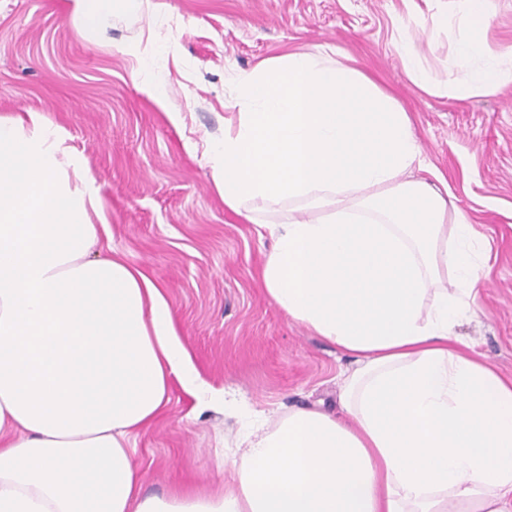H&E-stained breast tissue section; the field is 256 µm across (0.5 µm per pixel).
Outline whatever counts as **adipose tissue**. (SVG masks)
<instances>
[{"mask_svg":"<svg viewBox=\"0 0 512 512\" xmlns=\"http://www.w3.org/2000/svg\"><path fill=\"white\" fill-rule=\"evenodd\" d=\"M465 76L400 56L426 92L512 83L484 0H458ZM241 110L210 148L227 209L272 249L263 286L350 361L336 409L296 408L217 459L213 493L144 491L131 437L170 386L213 398L163 289L109 237L65 134L0 117V512H512V379L454 334L484 278L470 227L401 105L327 46L229 78Z\"/></svg>","mask_w":512,"mask_h":512,"instance_id":"ef3b65f1","label":"adipose tissue"}]
</instances>
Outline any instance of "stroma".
<instances>
[{"instance_id":"35a3bbf8","label":"stroma","mask_w":512,"mask_h":512,"mask_svg":"<svg viewBox=\"0 0 512 512\" xmlns=\"http://www.w3.org/2000/svg\"><path fill=\"white\" fill-rule=\"evenodd\" d=\"M488 53L512 52V0H487ZM408 34L425 68L463 76L456 0H142L88 37L71 0H0V116L37 112L63 130L99 187L111 237L164 289L202 378L250 409L336 405L347 360L269 299L271 242L228 210L204 151L224 136L228 73L327 45L394 96L433 171L487 252L486 278L457 336L512 377V84L458 101L419 88L397 46ZM164 46V54L149 55ZM155 80L176 133L148 95ZM166 414L131 442L146 492L219 489L217 455L246 417L198 406L172 384Z\"/></svg>"}]
</instances>
